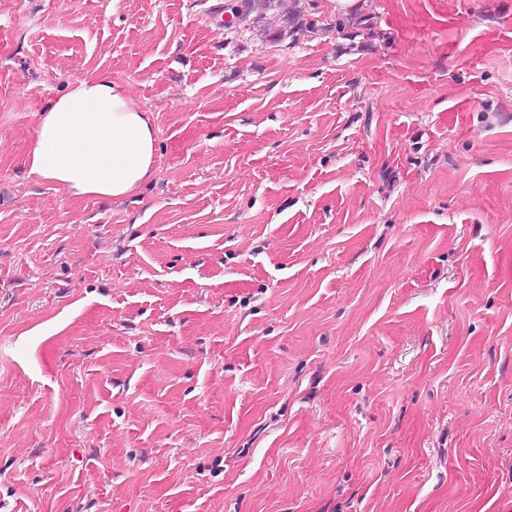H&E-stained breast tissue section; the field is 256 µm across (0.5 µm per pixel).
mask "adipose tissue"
I'll return each mask as SVG.
<instances>
[{"label": "adipose tissue", "instance_id": "adipose-tissue-1", "mask_svg": "<svg viewBox=\"0 0 512 512\" xmlns=\"http://www.w3.org/2000/svg\"><path fill=\"white\" fill-rule=\"evenodd\" d=\"M156 152L151 113L122 84L95 75L41 109L25 165L68 197L122 199L153 179Z\"/></svg>", "mask_w": 512, "mask_h": 512}]
</instances>
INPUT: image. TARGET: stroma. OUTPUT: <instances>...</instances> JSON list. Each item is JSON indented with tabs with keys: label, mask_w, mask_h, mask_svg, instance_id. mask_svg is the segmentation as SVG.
I'll return each instance as SVG.
<instances>
[{
	"label": "stroma",
	"mask_w": 512,
	"mask_h": 512,
	"mask_svg": "<svg viewBox=\"0 0 512 512\" xmlns=\"http://www.w3.org/2000/svg\"><path fill=\"white\" fill-rule=\"evenodd\" d=\"M0 0V512H512V0ZM105 74L121 202L28 178ZM225 12L242 15L241 23L236 27L261 32L273 41L286 38L295 40L304 28L306 31L315 28L312 22L303 23L302 10H286L283 0H227L224 3ZM157 129L125 87L106 75L72 84L38 112L29 177L70 198L122 199L155 175Z\"/></svg>",
	"instance_id": "35a3bbf8"
}]
</instances>
